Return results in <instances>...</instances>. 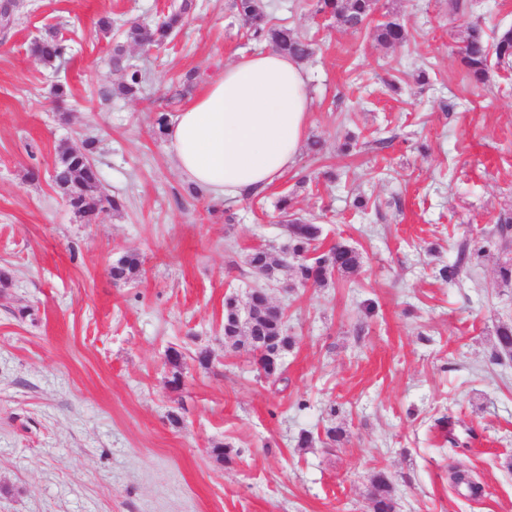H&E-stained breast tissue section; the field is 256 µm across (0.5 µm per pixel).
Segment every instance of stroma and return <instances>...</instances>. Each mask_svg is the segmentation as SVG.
Returning a JSON list of instances; mask_svg holds the SVG:
<instances>
[{
    "instance_id": "1",
    "label": "stroma",
    "mask_w": 512,
    "mask_h": 512,
    "mask_svg": "<svg viewBox=\"0 0 512 512\" xmlns=\"http://www.w3.org/2000/svg\"><path fill=\"white\" fill-rule=\"evenodd\" d=\"M264 2L270 23L315 45L309 137L323 149L221 203L188 193L155 119L257 51L233 0H196L163 48L126 47L146 75L135 98L116 91L113 49L169 0H21L0 32V270L12 279L0 292V512H369L380 470L394 512H512V361L493 358L512 323L499 276L512 237L495 233L512 211V67L476 86L454 54L468 22L491 40L512 27V0H463L456 14L448 0H379L409 33L397 49L310 0ZM49 33L70 45L52 65L30 51ZM88 141L102 190L125 200L95 224L50 175ZM286 195L361 267L321 286L279 271L268 293L293 345L273 383L225 346L224 298L259 286L251 248H287ZM463 241L485 254L459 286L439 270ZM126 253L142 271L124 284L108 266ZM334 426L340 441L322 443ZM305 431L312 447L298 445ZM453 465L480 496L451 486Z\"/></svg>"
}]
</instances>
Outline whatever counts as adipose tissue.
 I'll return each mask as SVG.
<instances>
[{
  "mask_svg": "<svg viewBox=\"0 0 512 512\" xmlns=\"http://www.w3.org/2000/svg\"><path fill=\"white\" fill-rule=\"evenodd\" d=\"M312 112L301 62L243 53L165 129L180 175L213 200L240 199L293 170Z\"/></svg>",
  "mask_w": 512,
  "mask_h": 512,
  "instance_id": "ef3b65f1",
  "label": "adipose tissue"
}]
</instances>
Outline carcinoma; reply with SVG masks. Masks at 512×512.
<instances>
[{
	"label": "carcinoma",
	"mask_w": 512,
	"mask_h": 512,
	"mask_svg": "<svg viewBox=\"0 0 512 512\" xmlns=\"http://www.w3.org/2000/svg\"><path fill=\"white\" fill-rule=\"evenodd\" d=\"M192 7L190 0H175L168 7L163 19L154 24L132 22L125 31L127 41L142 47H161L178 31L186 14ZM237 16L247 28L249 37L256 42H266L276 50L299 61L313 54V43L300 37L286 26L269 24L265 6L261 0H234ZM314 13L336 20L343 28L359 31L372 23L377 11V0H313ZM374 40L383 46L398 48L408 42V31L396 18L389 17L372 27ZM70 50L66 41L54 34L39 38L33 44V53L46 63L64 58ZM457 58L467 76L476 84L487 80L492 65L507 66L512 63V28L502 32L493 41L485 38L479 22H473L464 30L457 45ZM114 67L123 71L120 86L122 94L136 96L143 87L141 70L123 62V46L114 49ZM93 143L78 150L65 151L55 168L54 181L63 190L69 204L81 213L87 221H92L103 211H119L124 201L104 193L100 187L97 166L92 158ZM290 233L287 264L273 257L266 248L255 247L247 255V264L253 273H263L267 279L276 278L281 268H289L294 281L305 285L322 284L333 273L349 274L359 269L361 256L355 248L336 243L315 258L309 253L319 248L323 228L310 219L295 217L288 224ZM484 247H470L465 242L460 245L456 261L441 268L443 277L462 283L464 274L473 261L481 258ZM141 273L138 255L127 253L117 259L110 268L112 279L129 282ZM284 312L273 306L264 289L254 290L246 299L230 293L224 298V341L233 349H239L250 336H267L283 352L292 347V337L283 330ZM512 359V326L504 325L497 330L495 358ZM453 485H465L473 494H478L480 486L471 479L470 473L455 467L450 474ZM393 487L389 476L379 471L371 479L367 499L371 512H394Z\"/></svg>",
	"instance_id": "1"
}]
</instances>
